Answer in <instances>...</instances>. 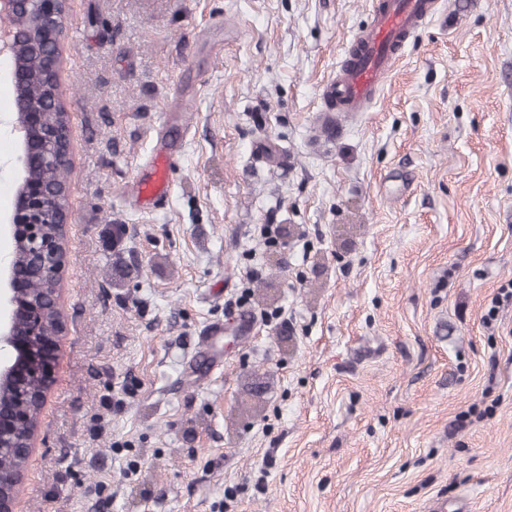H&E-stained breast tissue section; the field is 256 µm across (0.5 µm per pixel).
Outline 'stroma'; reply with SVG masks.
<instances>
[{"mask_svg": "<svg viewBox=\"0 0 512 512\" xmlns=\"http://www.w3.org/2000/svg\"><path fill=\"white\" fill-rule=\"evenodd\" d=\"M370 2L69 0L64 329L16 512H512V301L482 322L512 282V0H439L333 135ZM16 155L0 126L1 214ZM169 154L154 163L153 171L148 177H137L132 183L131 191L137 200L156 204L169 195L172 166L177 158Z\"/></svg>", "mask_w": 512, "mask_h": 512, "instance_id": "obj_1", "label": "stroma"}]
</instances>
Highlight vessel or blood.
I'll use <instances>...</instances> for the list:
<instances>
[{"mask_svg": "<svg viewBox=\"0 0 512 512\" xmlns=\"http://www.w3.org/2000/svg\"><path fill=\"white\" fill-rule=\"evenodd\" d=\"M437 5L438 0H374L371 24L351 40L346 62L323 87V97L341 112L367 111L410 39L436 15ZM175 162L170 154L156 160L150 175L133 181V195L153 204L167 198Z\"/></svg>", "mask_w": 512, "mask_h": 512, "instance_id": "b4317fda", "label": "vessel or blood"}]
</instances>
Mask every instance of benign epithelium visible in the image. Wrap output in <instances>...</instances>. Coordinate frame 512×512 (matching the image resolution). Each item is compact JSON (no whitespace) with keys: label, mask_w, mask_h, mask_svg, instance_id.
<instances>
[{"label":"benign epithelium","mask_w":512,"mask_h":512,"mask_svg":"<svg viewBox=\"0 0 512 512\" xmlns=\"http://www.w3.org/2000/svg\"><path fill=\"white\" fill-rule=\"evenodd\" d=\"M68 0H0V62L13 86L16 109L6 120L17 134L19 168L13 208L4 229L13 243L24 245L31 263L16 261L15 252L0 257V512H15L27 460L34 448L38 417L53 383V367L62 335L60 288H55L54 331H47V308L30 292L38 276L60 283L68 261L65 229L71 223L68 184L54 187L33 176L42 168L66 172L71 167L69 114L62 100L61 68ZM55 224L53 237L46 228Z\"/></svg>","instance_id":"1"}]
</instances>
